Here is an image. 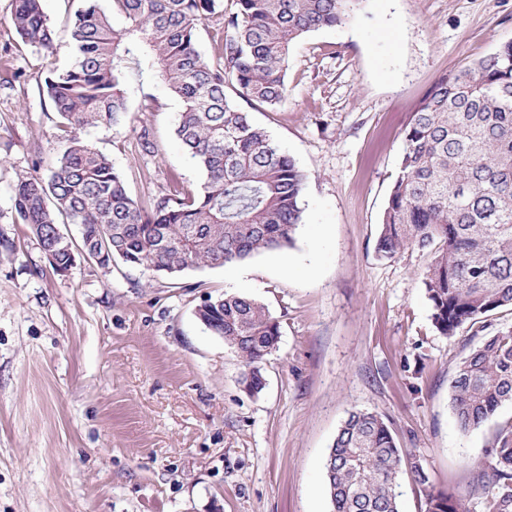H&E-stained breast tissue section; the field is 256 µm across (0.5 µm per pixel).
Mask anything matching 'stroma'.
I'll return each instance as SVG.
<instances>
[{
    "label": "stroma",
    "mask_w": 512,
    "mask_h": 512,
    "mask_svg": "<svg viewBox=\"0 0 512 512\" xmlns=\"http://www.w3.org/2000/svg\"><path fill=\"white\" fill-rule=\"evenodd\" d=\"M82 5L43 0L61 45L47 57L0 0V62L20 74L0 87V512H332L323 463L354 409L382 414L435 490H467L512 405L458 429L450 384L483 337L440 335L428 256L386 260L375 244L411 112L439 76L512 41V0H364L295 41L287 101L242 105L306 175L294 243L177 278L82 258L56 273L17 221L19 177L49 175L60 152L42 86L73 61ZM180 109L145 78L119 124L85 132L138 203L203 181L174 136ZM227 292L280 325L256 396L196 318Z\"/></svg>",
    "instance_id": "1"
}]
</instances>
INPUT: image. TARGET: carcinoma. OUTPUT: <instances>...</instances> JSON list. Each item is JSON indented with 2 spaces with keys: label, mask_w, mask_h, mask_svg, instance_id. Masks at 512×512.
<instances>
[{
  "label": "carcinoma",
  "mask_w": 512,
  "mask_h": 512,
  "mask_svg": "<svg viewBox=\"0 0 512 512\" xmlns=\"http://www.w3.org/2000/svg\"><path fill=\"white\" fill-rule=\"evenodd\" d=\"M87 0L69 30L75 62L52 69L42 91L60 117L61 151L49 177L24 176L13 201L51 268L67 273L76 255L109 269L119 259L156 275L224 267L293 244L303 219L305 174L227 96L269 108L287 98L288 52L305 34L350 18L363 0ZM124 19L111 23L112 15ZM21 42L45 56L60 49L42 0H15ZM220 37L217 59L198 47L200 25ZM149 75L181 103L176 138L204 181L195 192L166 195L146 209L123 174L82 138L128 112L134 77ZM80 227V243L59 219ZM407 249L431 255L425 295L438 332L448 338L493 313L512 314V42L441 76L409 118L398 175L376 240L379 257ZM201 316L240 359L251 395L264 385L261 365L276 349L279 323L258 300L207 299ZM450 404L460 431L480 427L512 404V327L463 358ZM406 450L381 414L349 412L324 462L332 512H400L397 480ZM474 485L434 490L423 465L411 470L425 491L424 512H512V423L496 432Z\"/></svg>",
  "instance_id": "carcinoma-1"
}]
</instances>
